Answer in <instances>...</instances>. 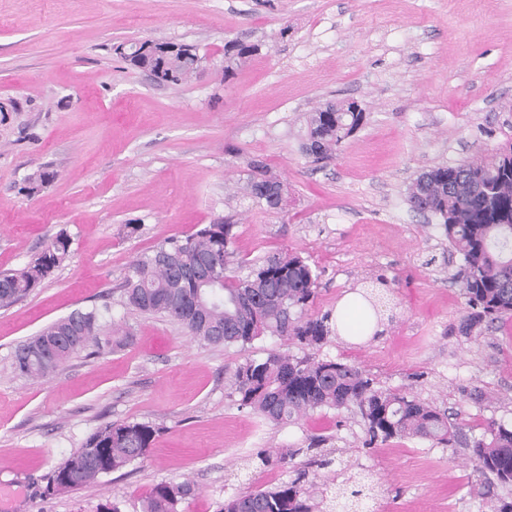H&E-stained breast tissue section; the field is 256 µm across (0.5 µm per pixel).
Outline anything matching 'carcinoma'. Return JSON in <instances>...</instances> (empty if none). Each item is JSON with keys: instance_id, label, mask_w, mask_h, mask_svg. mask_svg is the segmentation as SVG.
Here are the masks:
<instances>
[{"instance_id": "carcinoma-1", "label": "carcinoma", "mask_w": 512, "mask_h": 512, "mask_svg": "<svg viewBox=\"0 0 512 512\" xmlns=\"http://www.w3.org/2000/svg\"><path fill=\"white\" fill-rule=\"evenodd\" d=\"M135 67L156 81L178 85L200 69L202 58L189 45L150 40L116 48ZM255 47L233 42L224 52V74L244 62ZM364 111L355 102H329L308 119L307 150L318 158L331 156L362 125ZM245 195L267 210L278 201L260 189L276 179L261 162L250 164ZM407 201L441 220L448 245L462 256L454 275L466 299L458 330L479 335L512 318V141L493 149L489 159L464 160L421 172L408 188ZM233 224H207L185 237L167 238L137 259L122 285V304L147 315H160L195 340L226 348L251 344L269 333L302 349L324 343L329 316L308 314L317 295L318 273L294 254H269L245 276L231 275ZM70 239L61 233L26 268L0 274V307H7L38 287L67 255ZM220 259L213 283L194 287L177 270L211 254ZM217 327L224 335L215 336ZM128 332H105L97 308L75 310L44 327L14 350L12 366L23 376L44 379L66 361L93 345L121 348ZM234 392L240 405L262 419L290 423L317 410L339 413L355 409L365 424L363 447L394 438H418L434 445L458 442L457 426L430 402L374 387V380L355 364L302 358L278 351L263 361L247 360L235 373ZM158 429L147 423L108 424L91 433L81 447L53 473L69 470L75 484L60 482L55 491L79 490L103 475L146 458ZM475 472L483 477L486 495L496 500L493 512H512V498L494 493V486L512 487V422L493 421L472 443ZM352 488H338L329 507L347 508L364 496V478ZM196 493L188 479L156 484L141 512H180ZM313 485L297 477L264 489L246 490L224 500L219 512H315Z\"/></svg>"}]
</instances>
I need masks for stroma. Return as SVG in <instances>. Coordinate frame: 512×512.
<instances>
[{"label": "stroma", "mask_w": 512, "mask_h": 512, "mask_svg": "<svg viewBox=\"0 0 512 512\" xmlns=\"http://www.w3.org/2000/svg\"><path fill=\"white\" fill-rule=\"evenodd\" d=\"M152 40L198 48L189 81L159 85L117 54ZM258 45L232 74L224 45ZM354 101L363 125L332 159L308 155L306 118ZM512 138V0H0V272L22 269L59 233L70 247L30 294L0 308V512H141L151 489L189 479L181 512H217L244 488L287 479L258 449L334 458L315 484L368 477L371 512H491L464 446L392 439L362 447L359 416L324 409L274 425L239 406L243 350L194 341L120 304L132 262L159 242L231 218L232 265L296 254L319 275L312 315L348 293L383 295L376 334H332L320 359L357 364L378 387L447 408L467 435L512 419V321L479 336L456 326L465 299L437 221L412 211L422 171L486 156ZM282 182L269 211L237 198L251 161ZM53 179L34 194L29 176ZM129 331L41 381L17 375L15 347L81 308ZM159 436L144 460L86 487L42 496L44 478L107 424Z\"/></svg>", "instance_id": "1"}]
</instances>
